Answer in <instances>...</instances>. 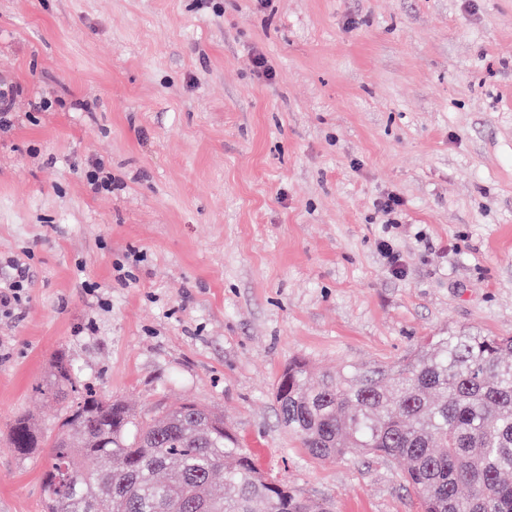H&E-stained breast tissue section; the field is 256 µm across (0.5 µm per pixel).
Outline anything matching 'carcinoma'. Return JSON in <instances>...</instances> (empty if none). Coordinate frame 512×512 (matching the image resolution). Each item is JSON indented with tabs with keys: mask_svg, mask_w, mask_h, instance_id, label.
<instances>
[{
	"mask_svg": "<svg viewBox=\"0 0 512 512\" xmlns=\"http://www.w3.org/2000/svg\"><path fill=\"white\" fill-rule=\"evenodd\" d=\"M46 388L63 405L59 432L20 416L9 434L21 457L51 448L45 512H323L261 473L221 413L191 401L136 413L78 388L63 351ZM275 399L316 460L403 461L422 512H512V336H433L404 362L345 365L316 382L295 359Z\"/></svg>",
	"mask_w": 512,
	"mask_h": 512,
	"instance_id": "carcinoma-1",
	"label": "carcinoma"
}]
</instances>
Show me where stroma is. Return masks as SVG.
Wrapping results in <instances>:
<instances>
[{"label":"stroma","instance_id":"1","mask_svg":"<svg viewBox=\"0 0 512 512\" xmlns=\"http://www.w3.org/2000/svg\"><path fill=\"white\" fill-rule=\"evenodd\" d=\"M0 86V277L29 278L0 316V512H45L9 430L60 424L61 349L136 410L223 413L328 512H421L397 461L310 458L273 385L512 336V0H0Z\"/></svg>","mask_w":512,"mask_h":512}]
</instances>
